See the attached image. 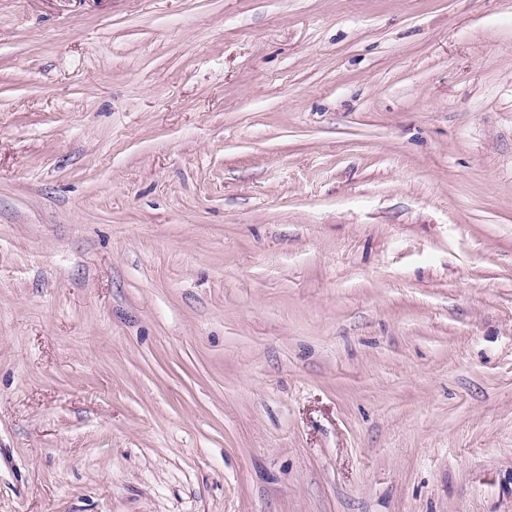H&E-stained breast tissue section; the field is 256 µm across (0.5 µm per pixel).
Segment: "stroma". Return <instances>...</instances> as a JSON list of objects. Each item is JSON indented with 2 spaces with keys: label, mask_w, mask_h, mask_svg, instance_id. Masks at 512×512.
Listing matches in <instances>:
<instances>
[{
  "label": "stroma",
  "mask_w": 512,
  "mask_h": 512,
  "mask_svg": "<svg viewBox=\"0 0 512 512\" xmlns=\"http://www.w3.org/2000/svg\"><path fill=\"white\" fill-rule=\"evenodd\" d=\"M0 512H512V0H0Z\"/></svg>",
  "instance_id": "obj_1"
}]
</instances>
